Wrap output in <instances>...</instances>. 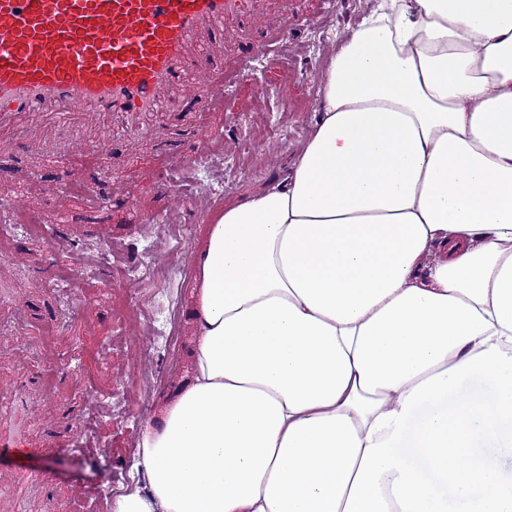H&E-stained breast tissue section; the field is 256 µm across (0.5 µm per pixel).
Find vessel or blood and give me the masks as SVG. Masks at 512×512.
I'll return each instance as SVG.
<instances>
[{
  "label": "vessel or blood",
  "instance_id": "b4317fda",
  "mask_svg": "<svg viewBox=\"0 0 512 512\" xmlns=\"http://www.w3.org/2000/svg\"><path fill=\"white\" fill-rule=\"evenodd\" d=\"M253 0H0V127L17 114L109 110L138 127L160 112L172 90L212 105L224 97L223 72L195 70L201 36L224 29L227 16ZM22 385H0V455L26 453L28 414ZM42 473L0 479V505L25 512L23 489Z\"/></svg>",
  "mask_w": 512,
  "mask_h": 512
}]
</instances>
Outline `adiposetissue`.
I'll return each mask as SVG.
<instances>
[{
	"mask_svg": "<svg viewBox=\"0 0 512 512\" xmlns=\"http://www.w3.org/2000/svg\"><path fill=\"white\" fill-rule=\"evenodd\" d=\"M194 266L114 512H512V0H375Z\"/></svg>",
	"mask_w": 512,
	"mask_h": 512,
	"instance_id": "1",
	"label": "adipose tissue"
}]
</instances>
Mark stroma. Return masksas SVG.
I'll list each match as a JSON object with an SVG mask.
<instances>
[{"label":"stroma","mask_w":512,"mask_h":512,"mask_svg":"<svg viewBox=\"0 0 512 512\" xmlns=\"http://www.w3.org/2000/svg\"><path fill=\"white\" fill-rule=\"evenodd\" d=\"M372 0H297L289 46L226 69L234 25L205 66L223 71L229 111L175 97L139 130L108 112H44L0 130V384L27 381L29 434L53 425L49 454L0 456V478L46 472L28 512H72L77 487L107 501L149 481L141 433L190 379L186 317L202 227L224 203L277 178L320 111L328 57ZM82 425L100 452L62 450Z\"/></svg>","instance_id":"35a3bbf8"}]
</instances>
